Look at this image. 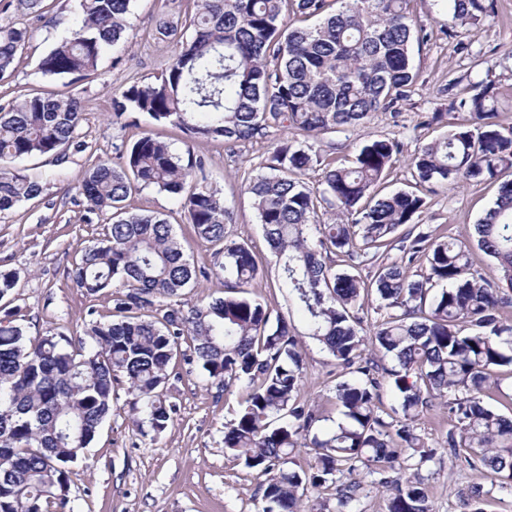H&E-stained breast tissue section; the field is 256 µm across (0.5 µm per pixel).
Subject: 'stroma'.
<instances>
[{
    "mask_svg": "<svg viewBox=\"0 0 512 512\" xmlns=\"http://www.w3.org/2000/svg\"><path fill=\"white\" fill-rule=\"evenodd\" d=\"M42 16L26 14L14 0H0V26L26 25L29 40L12 75L0 79V105L36 92H66L80 99L84 112L81 148L63 147L60 157L35 156L16 161L22 174L42 183L40 197L0 214V270L13 272L14 289L0 299V315L19 312L28 337L55 329L72 339L84 337L93 321L112 313L108 298L89 297L69 275L75 258L103 237L108 214L94 210L77 188L87 172L102 159H115L118 145L152 135L166 141L177 154L192 152L206 162V185L223 197L234 211L229 226L232 239L248 243L268 270L259 284L272 316L300 324L287 291L277 280L270 253L246 190L248 179L265 166L273 144L291 139L283 127L271 128L267 139L233 146L220 141L188 142L177 127L154 124L139 117L136 125L112 117V99L133 81H150L176 51L173 42L159 39V19L184 20L195 0H133L127 17V40L108 48L98 69L72 85L41 74L38 61L67 33L79 16L77 0H45ZM490 27L471 34H448V0H412L411 10L427 35L414 60L421 77L409 100L397 112H376L348 131L328 133L313 141L323 162L304 176L317 185L323 163L352 165L364 142L381 136L398 138L403 160L396 162L380 186L382 193L416 190L407 159L418 148L446 134L447 120L423 125L424 116L448 109L445 86L449 78L467 82L495 81L500 92L497 121L512 126V0H493ZM512 181V169L491 181H464L436 187L427 194L418 223L434 238H466L473 224L494 201L502 182ZM133 212L165 215L195 263L210 264L212 251L200 243L180 200L154 188L133 192L125 202ZM305 370L301 398L318 406L324 415L337 417L332 403L336 383L347 375L314 339L302 337ZM244 392L243 384L229 391L207 384L202 370L182 360L173 363L167 394L177 414L161 434L140 433L132 423L133 397L126 386H116L112 409L83 460L70 464L69 486L74 512H261L259 481L224 448V425ZM455 422L445 401H435L421 414L419 434L437 455L420 474L431 512H512V483H493L481 503L470 500L480 479L463 458L454 457L448 434Z\"/></svg>",
    "mask_w": 512,
    "mask_h": 512,
    "instance_id": "1",
    "label": "stroma"
}]
</instances>
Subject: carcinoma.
I'll return each mask as SVG.
<instances>
[{"label":"carcinoma","mask_w":512,"mask_h":512,"mask_svg":"<svg viewBox=\"0 0 512 512\" xmlns=\"http://www.w3.org/2000/svg\"><path fill=\"white\" fill-rule=\"evenodd\" d=\"M132 0H79L81 20L39 62L54 79H79L97 69L105 48L120 42ZM182 28L159 22L156 33L177 51L154 80L134 81L112 99V116L136 124L144 114L191 140L226 144L262 140L274 126L316 137L357 126L395 108L419 77L413 44L426 34L411 0H200ZM452 25L482 26L492 5L451 0ZM311 26H295L293 20ZM29 39L25 26L0 27V77L15 69ZM448 80V115L464 116L448 134L412 155L419 185L491 180L512 168V127L494 121L495 82L466 96ZM81 101L27 94L0 108V213L39 197L42 184L12 167L53 155L76 141ZM118 161L100 160L79 187L96 209L112 214L104 237L75 260L72 277L89 295L112 301L116 319L92 323L78 341L46 331L35 339L7 317L0 320V512H70L67 465L85 458L124 382L143 401L134 425L156 434L174 421L165 393L174 359L204 371L208 384H247L224 448L264 477L262 512H300L304 491L328 477L374 466L390 490L388 512H430L420 478L405 475L432 460L417 420L448 394L459 433L448 447L479 472L512 477V416L484 402L496 372L512 369V322L500 308L512 290V181L466 240H439L416 231L425 199L376 186L403 152L395 137L370 140L353 165L327 167L320 183L300 175L321 155L314 146L277 144L247 185L263 237L276 257L277 277L303 318L304 332L252 293L265 270L253 250L228 239L231 212L201 185L205 163H182L168 143L144 135ZM138 188L184 201L199 242L215 247L210 267L191 262L173 225L158 214L132 213L123 202ZM333 221L318 220L321 204ZM408 230L396 236L402 227ZM491 257L496 281L472 269L471 246ZM407 257L389 260L394 248ZM421 262L420 270L410 265ZM371 267L362 277L358 268ZM224 276V296L190 297L200 280ZM385 311L372 334L363 328L365 301ZM318 341L352 374L336 384L343 421L323 435L324 416L300 399L304 358L298 336ZM188 343V350L182 343ZM390 364H384V360ZM398 398L380 408L381 392ZM316 450L317 472L293 468L298 447ZM360 482L336 487V512L357 501Z\"/></svg>","instance_id":"obj_1"}]
</instances>
